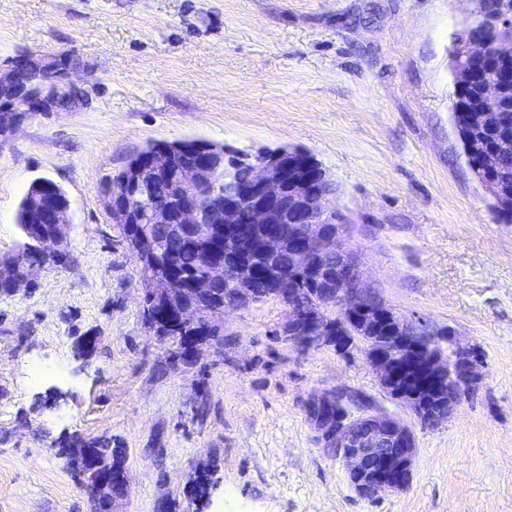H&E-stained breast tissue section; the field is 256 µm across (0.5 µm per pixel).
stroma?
<instances>
[{
    "label": "stroma",
    "mask_w": 512,
    "mask_h": 512,
    "mask_svg": "<svg viewBox=\"0 0 512 512\" xmlns=\"http://www.w3.org/2000/svg\"><path fill=\"white\" fill-rule=\"evenodd\" d=\"M476 0H0V64L22 51L75 62L90 108L0 140V257L19 203L53 180L69 202L67 260L0 296V512H90L56 440L126 450L112 512H512V224L461 153L456 34ZM202 138L298 147L338 184L347 250L367 288L426 322L438 346H476L480 387L420 425L381 387L363 343L300 350L279 302L227 311L221 337L172 368L142 319L139 262L101 204L147 144ZM452 339H443V331ZM100 338L78 359L77 336ZM342 394L414 433L409 486L364 499L307 417ZM205 502L184 504L199 463Z\"/></svg>",
    "instance_id": "obj_1"
}]
</instances>
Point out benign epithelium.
<instances>
[{
    "instance_id": "benign-epithelium-1",
    "label": "benign epithelium",
    "mask_w": 512,
    "mask_h": 512,
    "mask_svg": "<svg viewBox=\"0 0 512 512\" xmlns=\"http://www.w3.org/2000/svg\"><path fill=\"white\" fill-rule=\"evenodd\" d=\"M476 14L475 23L458 42V59L469 65L478 64L492 53L498 61H512V39L494 37L496 31L512 27V0H478ZM20 72L29 73L35 88L16 106L0 108V138L33 118L79 112L91 103L87 86L71 79L69 66L58 67L52 61L42 64L36 61V54L22 52L7 61L6 67H0V86H9L13 76ZM504 88L505 85L497 82L483 83L476 107L481 118L472 138L481 150L478 169L485 175L486 190L493 187L500 170L497 150L484 147V143L495 124L505 120ZM210 151V147H204V156L181 170L185 194L177 215L178 223L196 229L198 235L210 241L211 258L206 274L187 287L179 288L175 278L166 277L151 281L145 289L162 313L171 312L173 295H187L190 301L180 307L178 321L190 327L198 325L201 319L207 322L202 335L177 346L172 364L193 362L197 348L210 343L206 335L215 319L229 309L252 303L256 297L253 283L259 277V269L250 257L255 236L240 226L242 204L246 203L249 223L261 229L263 252L285 259L284 264L273 267L277 282L275 295L288 308V320L282 330L285 340L309 350L328 344L334 337V326L300 303L288 272L317 275L324 269L323 259L335 255L346 277L325 288L324 300L319 305L336 303L346 319L356 324L376 328L385 325V346L367 348V356L382 386L409 406L422 425L433 428L447 422L464 392L481 381L482 360L477 357V348L457 345L452 359H442L440 354L426 349L419 339L424 321L405 318L365 287L360 266L343 244L345 225L337 222L341 211L336 208V195L326 189L329 173L297 165L286 147L256 154L226 147L223 220L211 224L197 203L198 196L209 188L204 175L214 164ZM241 164L250 169V178L244 184L234 178V169ZM147 165L153 172L163 173L171 166V156L165 149H157L148 155ZM101 203L115 224L134 219L132 206L119 197L116 185L105 191ZM45 219L54 246H65L68 208L49 210ZM171 221V209L167 205L157 204L150 209L149 223ZM220 244L224 249L218 248ZM128 247L140 260L156 252L155 245L140 231ZM21 262L15 254L0 259V282L10 285L9 295L26 291L32 284V278L21 273ZM220 283L233 289V296L222 302L212 298V289ZM98 342L99 336L92 332L78 337L76 355L82 358L93 352ZM314 427L337 450V457L344 463L349 481L359 496L372 498L408 486L415 443L412 431L399 420L366 410L349 420L338 418L334 426L317 421ZM83 475L97 489L91 499L93 512H112L113 487L127 488V474L93 458Z\"/></svg>"
}]
</instances>
